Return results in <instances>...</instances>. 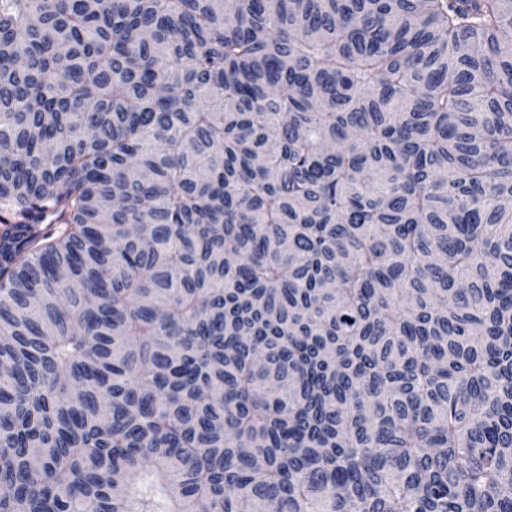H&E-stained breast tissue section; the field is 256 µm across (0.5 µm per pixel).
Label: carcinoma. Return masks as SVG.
<instances>
[{
  "instance_id": "obj_1",
  "label": "carcinoma",
  "mask_w": 512,
  "mask_h": 512,
  "mask_svg": "<svg viewBox=\"0 0 512 512\" xmlns=\"http://www.w3.org/2000/svg\"><path fill=\"white\" fill-rule=\"evenodd\" d=\"M0 512H512V0H0Z\"/></svg>"
}]
</instances>
